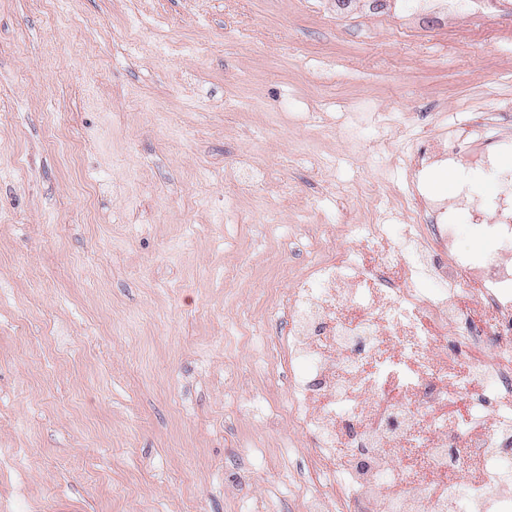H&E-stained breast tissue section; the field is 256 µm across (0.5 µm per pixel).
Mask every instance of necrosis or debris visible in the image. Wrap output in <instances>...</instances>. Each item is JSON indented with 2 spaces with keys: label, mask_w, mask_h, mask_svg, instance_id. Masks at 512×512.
I'll list each match as a JSON object with an SVG mask.
<instances>
[{
  "label": "necrosis or debris",
  "mask_w": 512,
  "mask_h": 512,
  "mask_svg": "<svg viewBox=\"0 0 512 512\" xmlns=\"http://www.w3.org/2000/svg\"><path fill=\"white\" fill-rule=\"evenodd\" d=\"M493 127L475 113L423 132L401 159L408 194L389 206L400 239L346 225L367 252L323 255L272 297L285 411L307 440L302 512H512V170L499 165L512 134ZM465 166L505 191L478 263L456 245L457 214L484 206L464 185L451 207L428 189Z\"/></svg>",
  "instance_id": "obj_1"
}]
</instances>
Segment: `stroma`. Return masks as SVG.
<instances>
[{
  "label": "stroma",
  "mask_w": 512,
  "mask_h": 512,
  "mask_svg": "<svg viewBox=\"0 0 512 512\" xmlns=\"http://www.w3.org/2000/svg\"><path fill=\"white\" fill-rule=\"evenodd\" d=\"M401 25L0 0V512H293L268 286L357 246L419 131L512 99V0Z\"/></svg>",
  "instance_id": "35a3bbf8"
}]
</instances>
